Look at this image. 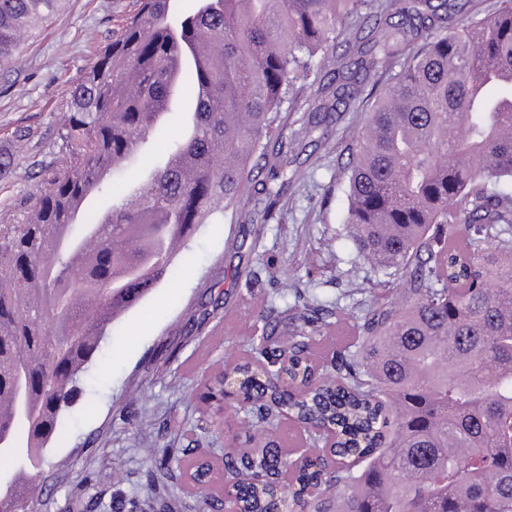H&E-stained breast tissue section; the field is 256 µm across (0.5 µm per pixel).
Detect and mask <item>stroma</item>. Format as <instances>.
I'll return each instance as SVG.
<instances>
[{
	"instance_id": "35a3bbf8",
	"label": "stroma",
	"mask_w": 512,
	"mask_h": 512,
	"mask_svg": "<svg viewBox=\"0 0 512 512\" xmlns=\"http://www.w3.org/2000/svg\"><path fill=\"white\" fill-rule=\"evenodd\" d=\"M136 0H68L0 71V224H18L45 173L69 149L59 135L70 92L114 39ZM289 175L241 200L235 220L200 227L186 265L117 322L85 375L81 393L45 452L40 512H210L189 494L184 465L222 459L240 438L242 410L225 405L224 429L206 427L203 380L246 357L260 315L287 321L295 295L355 321L377 279L343 237L348 146L356 112L327 115ZM280 195L265 218L267 191ZM361 291H353L352 283ZM169 450L157 468L142 440Z\"/></svg>"
}]
</instances>
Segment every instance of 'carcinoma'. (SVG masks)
Here are the masks:
<instances>
[{"label": "carcinoma", "mask_w": 512, "mask_h": 512, "mask_svg": "<svg viewBox=\"0 0 512 512\" xmlns=\"http://www.w3.org/2000/svg\"><path fill=\"white\" fill-rule=\"evenodd\" d=\"M65 2L0 0V70L19 31ZM137 4L71 90L62 170L23 223L0 227L6 494L38 505L17 471L43 464L116 312L181 272L174 239L234 208L266 169L285 172L304 129L283 140V105L331 67L334 105L318 112L354 98L360 70L379 90L350 148L345 231L394 295L365 304L357 349L316 380L306 357L327 326L321 309L283 328L259 316L253 355L306 395L270 400L251 361L233 368L256 391L250 449L224 456L251 478L241 512L278 507L267 438L285 403L335 423L345 454L310 461L288 512H512V135L499 112L512 107L499 77L512 69V0L453 29L448 0H199L190 14L175 0ZM187 94L195 120L171 139L166 116ZM136 155L142 177H115Z\"/></svg>", "instance_id": "carcinoma-1"}]
</instances>
